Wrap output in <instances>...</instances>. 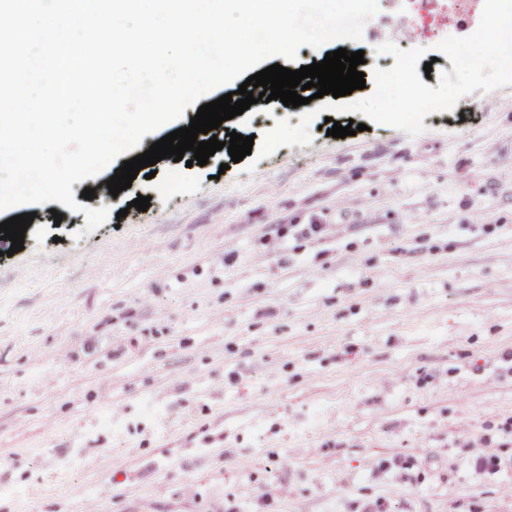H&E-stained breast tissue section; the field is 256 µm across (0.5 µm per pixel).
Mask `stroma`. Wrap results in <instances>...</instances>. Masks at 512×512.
<instances>
[{"mask_svg": "<svg viewBox=\"0 0 512 512\" xmlns=\"http://www.w3.org/2000/svg\"><path fill=\"white\" fill-rule=\"evenodd\" d=\"M379 5L345 44L354 101L392 14L399 48H430L484 0L451 28L446 0ZM304 109L225 126L260 139ZM324 122L251 170L163 159L88 200L110 212L89 234L36 206L0 256V512H512V86L413 138ZM489 454L501 469L475 470Z\"/></svg>", "mask_w": 512, "mask_h": 512, "instance_id": "stroma-1", "label": "stroma"}]
</instances>
